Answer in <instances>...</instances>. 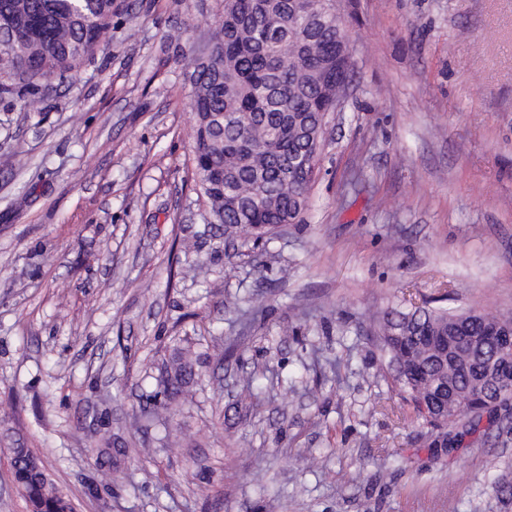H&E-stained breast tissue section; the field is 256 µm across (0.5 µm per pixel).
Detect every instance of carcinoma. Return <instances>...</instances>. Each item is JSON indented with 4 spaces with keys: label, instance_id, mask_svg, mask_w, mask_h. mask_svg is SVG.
Returning a JSON list of instances; mask_svg holds the SVG:
<instances>
[{
    "label": "carcinoma",
    "instance_id": "cac0c4a2",
    "mask_svg": "<svg viewBox=\"0 0 512 512\" xmlns=\"http://www.w3.org/2000/svg\"><path fill=\"white\" fill-rule=\"evenodd\" d=\"M113 7L114 0H0V29L14 33L10 46L0 50V93L12 91L16 70L28 73V85L77 71L110 28ZM341 38L335 19L307 14L301 0H222L210 29L209 58L192 57L189 65L196 190L225 236L252 240L256 225L299 221L307 210L310 135L328 112L323 86L349 78L338 65ZM471 314L475 323L459 333L477 335L482 325L498 321L486 312ZM455 317L442 308H393L378 334L388 360L402 353L419 364V379L399 382L403 400L416 419L448 428L450 446L452 431L476 430L483 412L459 402L437 420L427 417L422 395L446 383L465 397L471 383L446 372L421 337L448 332ZM189 376V365H177L167 390L179 394ZM10 453L29 512H75L37 454L29 448Z\"/></svg>",
    "mask_w": 512,
    "mask_h": 512
}]
</instances>
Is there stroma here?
Listing matches in <instances>:
<instances>
[{"label":"stroma","instance_id":"stroma-1","mask_svg":"<svg viewBox=\"0 0 512 512\" xmlns=\"http://www.w3.org/2000/svg\"><path fill=\"white\" fill-rule=\"evenodd\" d=\"M339 5L347 98L259 244L195 190L185 60L220 0H115L40 111L0 94V512L14 448L76 512H512V420L440 448L376 339L391 307L512 319V0Z\"/></svg>","mask_w":512,"mask_h":512}]
</instances>
